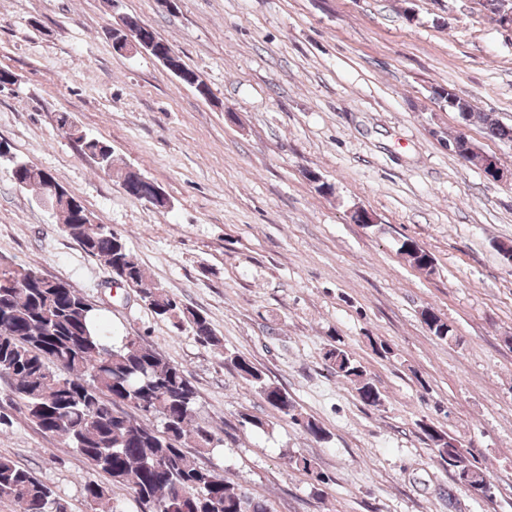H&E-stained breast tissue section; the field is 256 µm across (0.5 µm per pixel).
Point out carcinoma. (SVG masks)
Here are the masks:
<instances>
[{
    "label": "carcinoma",
    "mask_w": 512,
    "mask_h": 512,
    "mask_svg": "<svg viewBox=\"0 0 512 512\" xmlns=\"http://www.w3.org/2000/svg\"><path fill=\"white\" fill-rule=\"evenodd\" d=\"M433 94L445 102L454 98V111L464 123L479 120L491 136L512 141V127L475 111L459 93L440 87ZM58 125L109 175L130 183L138 180L133 171L114 167L108 141L88 136L65 113L59 116ZM448 147L482 168L484 160L468 156L467 142L461 137L448 139ZM12 179L37 196L54 200L47 189L54 176L48 171L24 162ZM86 212L82 205L75 212L57 201L62 230L88 255L103 259L113 280L135 292L157 318L178 332L192 333L223 357L224 364L245 384L257 389L271 408L310 439L328 438L322 424L268 382L250 360L224 349L207 316L149 282L126 242L107 226L87 218ZM399 251L418 271L433 272L432 255L415 241H403ZM420 316L437 339L456 337L453 326L434 309L425 307ZM324 360L336 377L355 386L364 405H381L378 388L348 350L331 345ZM0 378L22 400L36 427L60 438L95 471L110 477L108 484L95 480L85 484L91 512H126L115 499L116 488L131 491L139 509L148 507L151 512H272L268 499L200 465L187 452L194 448L199 454L207 453L223 440L196 421L197 390L182 367L163 358L141 336L114 335L101 313L62 278H48L37 268L0 267ZM419 429L457 487L477 486L482 497H493L495 485L487 468L471 451L433 424L422 422ZM288 463L308 478L315 495H323L329 478L313 458L295 454ZM1 500L14 504L18 512H67L66 502L49 484L4 456H0Z\"/></svg>",
    "instance_id": "cac0c4a2"
}]
</instances>
